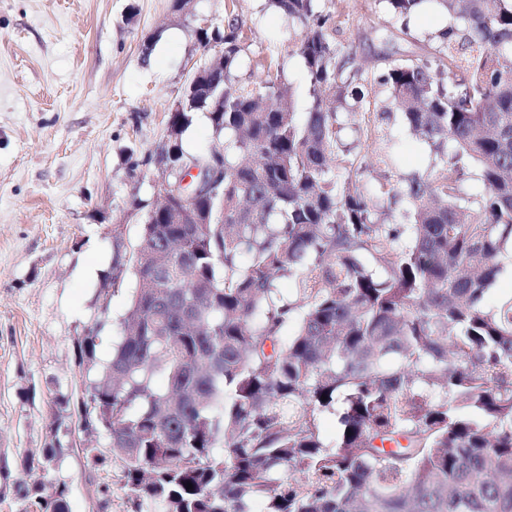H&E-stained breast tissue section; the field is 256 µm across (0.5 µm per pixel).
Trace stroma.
Segmentation results:
<instances>
[{
	"instance_id": "stroma-1",
	"label": "stroma",
	"mask_w": 512,
	"mask_h": 512,
	"mask_svg": "<svg viewBox=\"0 0 512 512\" xmlns=\"http://www.w3.org/2000/svg\"><path fill=\"white\" fill-rule=\"evenodd\" d=\"M333 3V38L366 70L424 52L447 22L425 10L404 28L381 0ZM229 12L244 35L239 80L278 61L305 111L307 73L293 51L304 32L271 0H189L181 11L175 0H0V512H22L36 485L47 496L65 487L68 512L134 510L108 436L78 428L92 376L78 344L94 332L96 365L112 355L135 282L125 275L109 294L103 285L139 241L140 207L158 199L169 110L214 54L196 31ZM369 120L378 139L343 132L348 153L366 158L365 183L432 171L435 146L399 113Z\"/></svg>"
}]
</instances>
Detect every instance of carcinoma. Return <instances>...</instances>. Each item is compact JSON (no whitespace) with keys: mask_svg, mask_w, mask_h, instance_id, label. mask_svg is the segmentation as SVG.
I'll return each instance as SVG.
<instances>
[{"mask_svg":"<svg viewBox=\"0 0 512 512\" xmlns=\"http://www.w3.org/2000/svg\"><path fill=\"white\" fill-rule=\"evenodd\" d=\"M384 2L406 27L424 0ZM436 2L449 22L430 50L367 72L321 0H272L306 30L302 114L281 67L236 79L235 15L198 29L222 60L181 89L161 153L208 162L183 149L208 113L224 202L200 201L212 224L143 214L130 311L79 412L137 509L512 512V295L485 306L512 247V0ZM373 107L442 150L435 173L368 189L365 159L333 165L340 113ZM471 165L484 190L462 197ZM399 204L410 223H386ZM97 339L79 345L90 364ZM34 495L67 512L65 489Z\"/></svg>","mask_w":512,"mask_h":512,"instance_id":"1","label":"carcinoma"}]
</instances>
